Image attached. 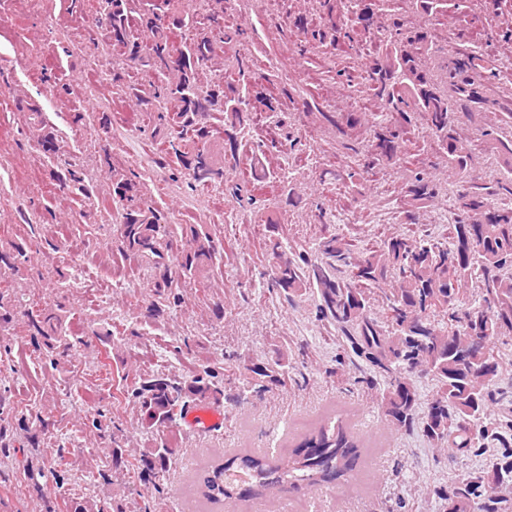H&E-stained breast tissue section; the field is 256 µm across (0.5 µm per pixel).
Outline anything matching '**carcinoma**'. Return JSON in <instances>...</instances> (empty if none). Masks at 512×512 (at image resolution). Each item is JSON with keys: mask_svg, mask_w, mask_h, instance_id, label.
<instances>
[{"mask_svg": "<svg viewBox=\"0 0 512 512\" xmlns=\"http://www.w3.org/2000/svg\"><path fill=\"white\" fill-rule=\"evenodd\" d=\"M112 39V49L127 66L146 68L155 74L149 96L156 115L155 135L164 155L173 157L188 184L224 186V166L214 158L209 143L214 131L199 116L219 105L224 112V144L230 155L224 161L239 162L245 149L240 135L248 113L245 78L224 73L215 86L202 85L199 66L224 51V45L245 34L240 26L224 24V14L207 15L217 30L189 42L174 39L175 31L194 23V18L172 15L159 22L158 14L144 0H102ZM327 21L309 29L303 19L294 26L320 44L343 33L350 22L346 0L326 4ZM147 28L152 37L143 44L137 30ZM438 48L431 31L420 25L393 29L379 39L376 55L364 70L359 92L378 99L390 119L379 121L374 150L356 148L353 164L371 171L401 152V143L413 120L421 119L431 134L432 149L448 166L464 172L471 163L469 147L455 125V116L490 114L494 124L482 131L500 159L501 174L488 184L473 182L456 197L457 218L447 225L444 240L424 239L413 229L415 213L438 195L436 186L417 172L401 186L408 209L401 233L371 244L348 240L321 223L320 256L313 258L303 245L283 246L281 225L269 221L265 252L273 259L267 288L300 293L314 289L319 296L318 317L336 325L346 346L369 369L385 380L380 406L387 421L397 429L417 428L436 446L458 455L478 453L490 443L499 445L488 468L469 474L440 491L448 512H507L512 504V419L490 417L491 407L503 396L497 383L503 373L498 343L512 338V93L493 82L495 67L479 70L480 55L457 53L447 59L443 74L429 60ZM113 94L146 102L139 84L113 77ZM364 127L362 114L346 112L339 131L356 135ZM112 202L119 216L114 238L119 253L153 274L160 305L177 302L172 289L180 280L202 282L214 266L216 243L204 224L178 227L167 215L147 204L130 178L112 183ZM27 262L23 247L0 250V277L16 274ZM382 312L371 313L376 296ZM23 322L32 339H43L51 363L69 357L73 347L58 335L57 317L35 312L0 289V332ZM238 357L224 354V366H204L189 382L157 377L132 392L139 399L142 427L147 434L170 428L160 446L148 442L139 455L141 474L155 476L165 470L177 442L171 429L195 396L224 395L239 404L263 398L288 387L291 377L284 365L254 363L237 392L226 393L215 383L232 384L226 371L237 368ZM434 381L431 399L421 402L415 375ZM360 445L341 420L309 434L288 462L253 455L232 456L203 477L200 496L209 504L224 500L259 498L278 489L336 485L351 481L361 459ZM65 465L57 454L49 466L29 467L32 484Z\"/></svg>", "mask_w": 512, "mask_h": 512, "instance_id": "1", "label": "carcinoma"}]
</instances>
